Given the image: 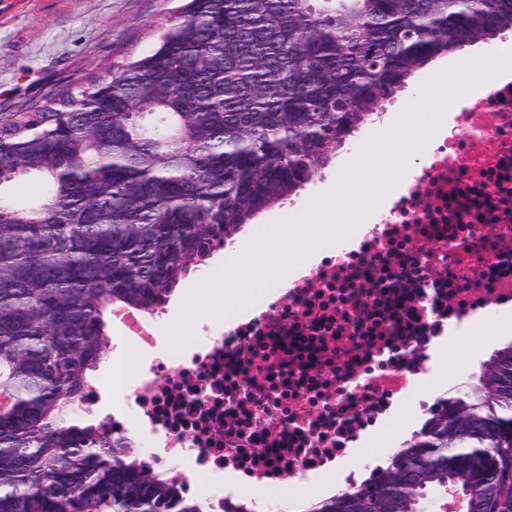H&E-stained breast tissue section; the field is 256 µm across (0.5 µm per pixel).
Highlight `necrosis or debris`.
<instances>
[{
  "label": "necrosis or debris",
  "instance_id": "4bbe7bcc",
  "mask_svg": "<svg viewBox=\"0 0 512 512\" xmlns=\"http://www.w3.org/2000/svg\"><path fill=\"white\" fill-rule=\"evenodd\" d=\"M449 72L445 127L405 131L424 164L374 208L354 247L326 246L309 274L287 273L248 321L158 356L124 389L120 434L190 490L230 469L264 487L306 481L343 460L410 396L443 326L512 306V77L464 92Z\"/></svg>",
  "mask_w": 512,
  "mask_h": 512
}]
</instances>
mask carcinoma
Masks as SVG:
<instances>
[{
  "instance_id": "carcinoma-1",
  "label": "carcinoma",
  "mask_w": 512,
  "mask_h": 512,
  "mask_svg": "<svg viewBox=\"0 0 512 512\" xmlns=\"http://www.w3.org/2000/svg\"><path fill=\"white\" fill-rule=\"evenodd\" d=\"M322 2L189 0L148 54L0 120V512H205L78 416L112 308L155 314L417 72L512 30V0ZM482 378L303 512H447L457 474L478 512H512V341Z\"/></svg>"
}]
</instances>
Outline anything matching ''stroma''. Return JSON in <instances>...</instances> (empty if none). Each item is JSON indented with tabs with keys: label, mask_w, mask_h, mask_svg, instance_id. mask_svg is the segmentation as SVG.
<instances>
[{
	"label": "stroma",
	"mask_w": 512,
	"mask_h": 512,
	"mask_svg": "<svg viewBox=\"0 0 512 512\" xmlns=\"http://www.w3.org/2000/svg\"><path fill=\"white\" fill-rule=\"evenodd\" d=\"M185 0H0V116L28 112L87 85L154 49L182 11ZM512 62V32L479 41L433 61L362 126L336 160L297 196L255 219L263 228L302 217L310 203L330 192L342 171L372 137L409 112L415 99L430 101L437 77L464 63ZM508 335L456 336L433 354L419 388L453 391L480 374L483 362L511 340Z\"/></svg>",
	"instance_id": "stroma-1"
}]
</instances>
